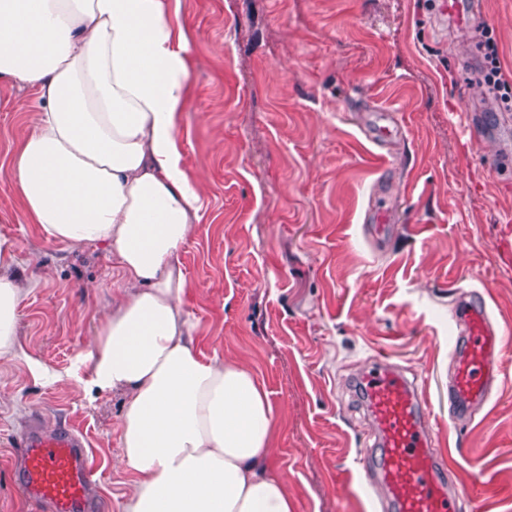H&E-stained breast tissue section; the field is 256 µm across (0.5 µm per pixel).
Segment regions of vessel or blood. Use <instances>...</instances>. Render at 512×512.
<instances>
[{
    "label": "vessel or blood",
    "mask_w": 512,
    "mask_h": 512,
    "mask_svg": "<svg viewBox=\"0 0 512 512\" xmlns=\"http://www.w3.org/2000/svg\"><path fill=\"white\" fill-rule=\"evenodd\" d=\"M454 325L448 385L453 421L487 402L501 374L502 340L512 334V323L495 322L481 298L461 305ZM353 385L372 426V444L359 457L372 512H456L459 494L442 477L423 385L384 359L361 370ZM17 453L24 496L48 512H90L97 476L79 430L32 428Z\"/></svg>",
    "instance_id": "b4317fda"
}]
</instances>
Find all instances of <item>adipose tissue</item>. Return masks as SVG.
<instances>
[{
    "instance_id": "obj_1",
    "label": "adipose tissue",
    "mask_w": 512,
    "mask_h": 512,
    "mask_svg": "<svg viewBox=\"0 0 512 512\" xmlns=\"http://www.w3.org/2000/svg\"><path fill=\"white\" fill-rule=\"evenodd\" d=\"M168 0H0V81L43 111L12 163L28 223L101 245L121 277L72 372L124 396L120 512H294L275 451L278 414L248 368L197 348L180 253L202 185L177 131L189 79ZM16 245L0 237V357L19 349Z\"/></svg>"
}]
</instances>
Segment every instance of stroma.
<instances>
[{
  "label": "stroma",
  "instance_id": "35a3bbf8",
  "mask_svg": "<svg viewBox=\"0 0 512 512\" xmlns=\"http://www.w3.org/2000/svg\"><path fill=\"white\" fill-rule=\"evenodd\" d=\"M512 81V0H478ZM187 39L178 139L204 187L180 254L205 356L253 370L278 412L271 459L295 512H370L358 457L368 430L350 377L383 354L424 378L436 446L466 488L458 512H512V339L473 416L448 419V325L460 297L512 316V110L483 87L477 27L439 0H170ZM389 107L400 135L365 120ZM33 90L0 82V236L24 282L16 357L0 358V512H36L17 490L29 424L76 426L118 512L122 394L90 398L69 373L121 282L109 252L46 239L13 187ZM393 218L376 237L366 216ZM59 374L48 385L30 361ZM494 478L482 484L483 473Z\"/></svg>",
  "mask_w": 512,
  "mask_h": 512
}]
</instances>
